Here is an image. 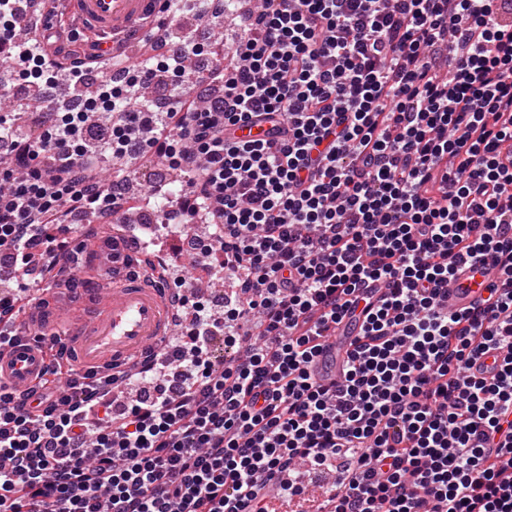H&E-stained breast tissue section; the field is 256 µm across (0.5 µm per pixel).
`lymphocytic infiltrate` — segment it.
I'll return each mask as SVG.
<instances>
[{
    "label": "lymphocytic infiltrate",
    "instance_id": "lymphocytic-infiltrate-1",
    "mask_svg": "<svg viewBox=\"0 0 512 512\" xmlns=\"http://www.w3.org/2000/svg\"><path fill=\"white\" fill-rule=\"evenodd\" d=\"M48 2L0 0V98L23 79L48 101L64 74L81 107L26 131L0 117L7 270L42 264L70 292L117 280L120 238L67 217L120 212L148 156L185 173L182 224L212 227L199 261L224 312L181 297L166 350L99 373L35 335V385L0 383V512H264L309 468L340 471L329 512H512V289L444 305L466 261L512 282V0H257L227 54L178 26L212 22L214 0H164L166 25L135 22L163 53L121 83L126 37L74 50L71 0ZM203 82L201 107L148 95ZM247 123L273 139L235 138ZM46 304L0 291V352ZM346 316L338 388L313 364Z\"/></svg>",
    "mask_w": 512,
    "mask_h": 512
}]
</instances>
